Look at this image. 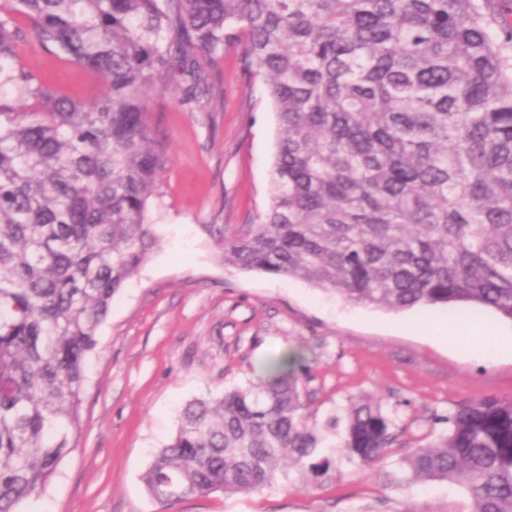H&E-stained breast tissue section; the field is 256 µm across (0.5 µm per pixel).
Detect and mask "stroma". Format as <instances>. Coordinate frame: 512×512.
<instances>
[{
  "mask_svg": "<svg viewBox=\"0 0 512 512\" xmlns=\"http://www.w3.org/2000/svg\"><path fill=\"white\" fill-rule=\"evenodd\" d=\"M18 60L75 99L92 100L99 90L94 74L34 41L21 44ZM210 79L206 112L171 89L148 99V125L168 145L149 203L161 243L99 329L77 446L33 499L36 512H467L455 485L402 488L389 474L402 449L446 431L459 403L512 398V356L494 353L496 337H512V321L488 312L475 325L442 310L351 305L300 279L225 265L213 230L255 223L266 209L278 125L240 48L226 51ZM450 324L459 328L454 343L426 332ZM285 351L304 355L305 402L318 427L381 397L402 430L391 458L360 468L339 446L342 430H327L335 467L321 483L151 499L141 476L174 435L183 408L246 386L265 360Z\"/></svg>",
  "mask_w": 512,
  "mask_h": 512,
  "instance_id": "obj_1",
  "label": "stroma"
}]
</instances>
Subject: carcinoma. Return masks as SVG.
<instances>
[{
    "instance_id": "1",
    "label": "carcinoma",
    "mask_w": 512,
    "mask_h": 512,
    "mask_svg": "<svg viewBox=\"0 0 512 512\" xmlns=\"http://www.w3.org/2000/svg\"><path fill=\"white\" fill-rule=\"evenodd\" d=\"M499 0H0V512L38 497L75 448L86 363L125 282L160 241L148 217L167 145L149 92L210 93L238 46L278 119L267 208L224 263L300 278L352 305L512 320V27ZM28 21L24 29L19 19ZM95 73L71 99L17 63L27 38ZM301 358L187 404L143 475L163 503L249 495L333 459ZM404 449L397 484L453 481L468 512H512V399L470 398ZM401 431L380 402L346 417L371 468Z\"/></svg>"
}]
</instances>
